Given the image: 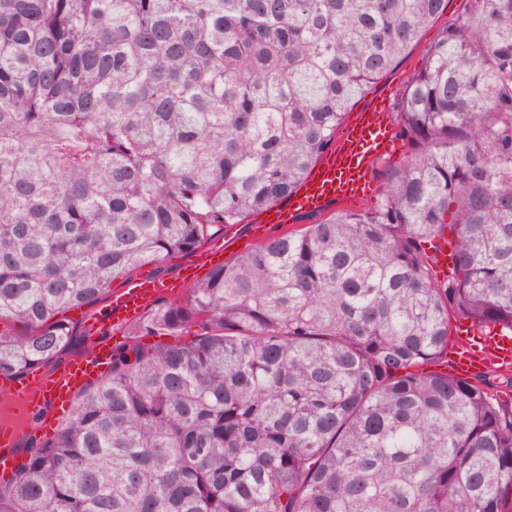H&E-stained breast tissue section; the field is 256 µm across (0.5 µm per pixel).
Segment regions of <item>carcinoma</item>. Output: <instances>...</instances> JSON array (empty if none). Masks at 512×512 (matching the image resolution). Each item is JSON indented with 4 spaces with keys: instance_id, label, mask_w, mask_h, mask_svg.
<instances>
[{
    "instance_id": "1",
    "label": "carcinoma",
    "mask_w": 512,
    "mask_h": 512,
    "mask_svg": "<svg viewBox=\"0 0 512 512\" xmlns=\"http://www.w3.org/2000/svg\"><path fill=\"white\" fill-rule=\"evenodd\" d=\"M469 2L390 113L378 202L148 307L0 512H512V378L422 369L451 317L512 335V0ZM446 9L0 0V320L31 329L0 332V376L69 343L55 315L291 196Z\"/></svg>"
}]
</instances>
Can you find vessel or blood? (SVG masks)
I'll use <instances>...</instances> for the list:
<instances>
[{
	"label": "vessel or blood",
	"mask_w": 512,
	"mask_h": 512,
	"mask_svg": "<svg viewBox=\"0 0 512 512\" xmlns=\"http://www.w3.org/2000/svg\"><path fill=\"white\" fill-rule=\"evenodd\" d=\"M393 139L380 110L361 112L355 123L346 127L311 171L305 182L291 196L288 206L274 207L268 221L272 224H290L299 213L323 210L336 200H356L360 191L372 181L375 163L392 151ZM169 291L165 282L138 279L112 297L109 310L98 318V326H112L131 322L144 311L146 303L164 296ZM452 360L457 377L468 379L491 365L512 366V336L500 329L478 330L459 328ZM112 348L98 343L88 348L77 360L67 364L54 377L43 380L35 390L20 387L9 392L11 401H22L32 411H41L46 405H70L77 392L105 374L111 361ZM21 424L11 425L8 432H0V471H13L18 458L14 452L16 435Z\"/></svg>",
	"instance_id": "obj_1"
}]
</instances>
